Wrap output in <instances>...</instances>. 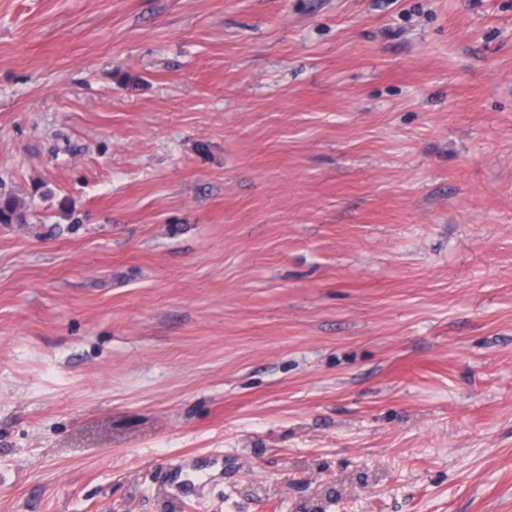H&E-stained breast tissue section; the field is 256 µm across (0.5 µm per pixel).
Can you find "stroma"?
I'll return each mask as SVG.
<instances>
[{"mask_svg":"<svg viewBox=\"0 0 512 512\" xmlns=\"http://www.w3.org/2000/svg\"><path fill=\"white\" fill-rule=\"evenodd\" d=\"M0 192V512H512V0H0Z\"/></svg>","mask_w":512,"mask_h":512,"instance_id":"1","label":"stroma"}]
</instances>
